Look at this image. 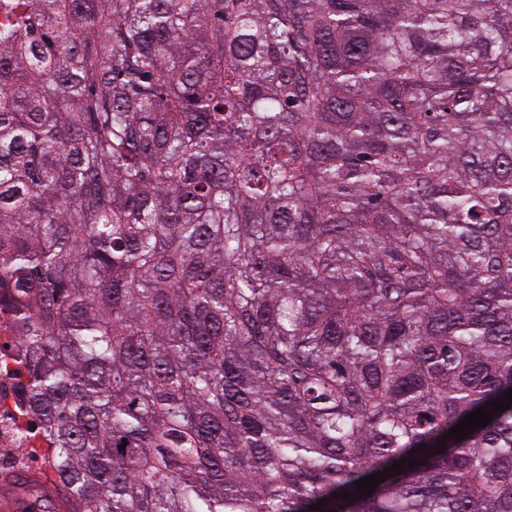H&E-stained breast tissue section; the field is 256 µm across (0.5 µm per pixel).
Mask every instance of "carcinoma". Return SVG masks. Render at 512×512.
<instances>
[{"label": "carcinoma", "instance_id": "carcinoma-1", "mask_svg": "<svg viewBox=\"0 0 512 512\" xmlns=\"http://www.w3.org/2000/svg\"><path fill=\"white\" fill-rule=\"evenodd\" d=\"M0 292L68 512H512V0H0Z\"/></svg>", "mask_w": 512, "mask_h": 512}]
</instances>
